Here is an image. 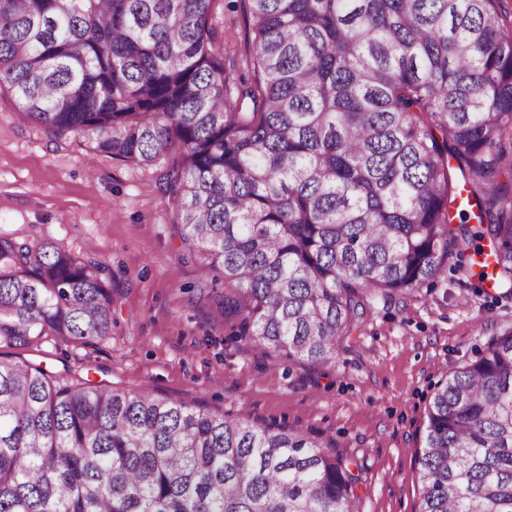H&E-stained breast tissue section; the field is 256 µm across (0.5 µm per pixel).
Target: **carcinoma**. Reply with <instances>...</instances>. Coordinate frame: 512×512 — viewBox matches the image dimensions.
Segmentation results:
<instances>
[{
  "mask_svg": "<svg viewBox=\"0 0 512 512\" xmlns=\"http://www.w3.org/2000/svg\"><path fill=\"white\" fill-rule=\"evenodd\" d=\"M0 0L23 123L159 166L183 243L222 274L237 341L336 360L378 297L486 253L512 294V14L501 0ZM465 206L476 224L450 227ZM112 274L0 235V349L93 347ZM419 512H512V332L437 385ZM314 434L0 357V512H355ZM229 0H224V11L217 10L215 24L224 31V60L227 67L234 62L235 75L242 74L246 79L253 78L252 71L246 68L245 60L251 54L250 34L245 19L238 12H231L225 7Z\"/></svg>",
  "mask_w": 512,
  "mask_h": 512,
  "instance_id": "obj_1",
  "label": "carcinoma"
}]
</instances>
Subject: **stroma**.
<instances>
[{"label": "stroma", "instance_id": "stroma-1", "mask_svg": "<svg viewBox=\"0 0 512 512\" xmlns=\"http://www.w3.org/2000/svg\"><path fill=\"white\" fill-rule=\"evenodd\" d=\"M224 60L252 78L250 34L218 11ZM151 168L51 140L0 93V233L54 240L114 278L112 333L92 347L9 355L72 378L204 405L318 434L358 465L357 512H418L417 455L436 383L512 329V297L477 272L444 269L419 292L377 300L335 364L311 367L232 342L210 299L213 274L181 242Z\"/></svg>", "mask_w": 512, "mask_h": 512}]
</instances>
